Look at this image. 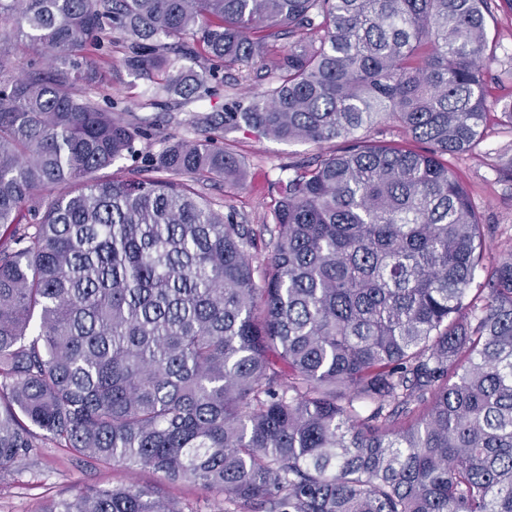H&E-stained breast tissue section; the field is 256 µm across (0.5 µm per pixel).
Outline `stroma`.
Returning <instances> with one entry per match:
<instances>
[{
  "instance_id": "35a3bbf8",
  "label": "stroma",
  "mask_w": 512,
  "mask_h": 512,
  "mask_svg": "<svg viewBox=\"0 0 512 512\" xmlns=\"http://www.w3.org/2000/svg\"><path fill=\"white\" fill-rule=\"evenodd\" d=\"M494 26L501 47L497 59L487 74L488 103L491 112L500 111L504 101H512V15L496 13ZM121 39L113 37L112 51L105 58L108 83L98 100L104 108H117L125 119L152 129L150 139L141 143L136 158L118 161L114 174L124 178L144 176L150 157L161 150L163 140L173 136L201 139L205 133L192 124L194 114H220L236 100L260 90V66L239 67L222 72L221 83L214 96L184 102L180 98H165L154 102L145 81L134 78L121 65ZM229 149L246 159L243 181L235 187L213 180L199 184L198 189L215 203L222 205L240 224H269L278 198L275 183L281 169L318 154H331L338 143L323 146L284 143L271 138H257L241 132L229 134ZM512 158V130L489 120L484 135L471 151L451 158L449 167L462 182L475 205L490 246V256H497L512 247V178L500 176L498 163ZM157 480L148 470L132 472L105 464L90 465L69 449L50 444L37 449L23 465L0 480V512H41L52 499L72 497L76 487L116 485L132 482L150 485Z\"/></svg>"
}]
</instances>
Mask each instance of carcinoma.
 <instances>
[{"mask_svg": "<svg viewBox=\"0 0 512 512\" xmlns=\"http://www.w3.org/2000/svg\"><path fill=\"white\" fill-rule=\"evenodd\" d=\"M496 10L512 0H0V479L53 443L217 512H512V250L472 289L484 225L445 160L487 124ZM114 33L166 98L261 63L267 87L196 116L207 133L342 141L281 182L264 266L195 189L241 177L217 138L103 174L147 136L96 99ZM14 37L49 68L17 72ZM383 121L405 143L360 135ZM42 512L196 510L119 484ZM165 491L170 497L197 507L198 512H212L214 496L194 484L166 485Z\"/></svg>", "mask_w": 512, "mask_h": 512, "instance_id": "1", "label": "carcinoma"}]
</instances>
